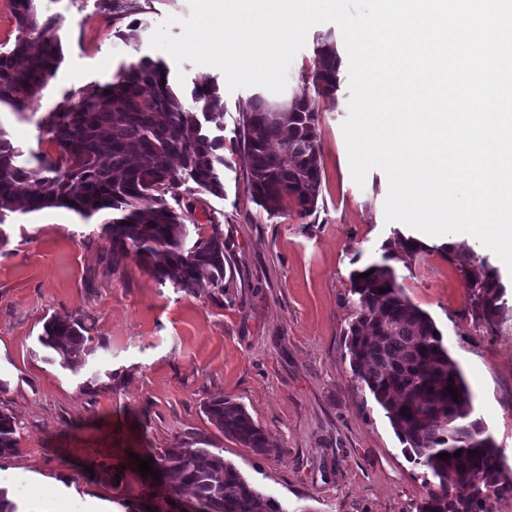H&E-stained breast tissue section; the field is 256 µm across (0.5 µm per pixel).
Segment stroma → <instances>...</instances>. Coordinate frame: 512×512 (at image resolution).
I'll return each mask as SVG.
<instances>
[{
	"mask_svg": "<svg viewBox=\"0 0 512 512\" xmlns=\"http://www.w3.org/2000/svg\"><path fill=\"white\" fill-rule=\"evenodd\" d=\"M63 17L64 61L26 112L0 113V126L26 151L55 154L39 128L65 94L112 80L142 57L165 58L150 37L169 16L191 14L189 0H42ZM137 40H124L131 23ZM332 23L313 26L295 56L285 102L302 89ZM335 98L319 103L324 167L319 209L300 218L268 215L248 190V171L231 128L255 88L224 94V195L198 194L191 223L208 235L222 224L232 274L223 290L194 293L158 282L136 260L113 264L98 224L65 208L15 213L0 244V406L17 417L18 452L0 461L9 498L32 479L54 480L69 512H192L190 495L140 475L136 456L187 443L232 462L264 495L290 512H416L430 486L403 455L383 411L352 375L344 332L350 274L379 261L393 240L386 222V175L356 184L342 125L349 116V71ZM418 237L427 253L396 265L409 299L427 311L473 394L512 475V328L492 333L471 315L460 272L467 248L500 272L512 301V271L465 233ZM461 247L448 258L442 246ZM53 315L84 318L91 339L83 367L60 365L38 337ZM224 394L265 430L258 455L224 437L203 412Z\"/></svg>",
	"mask_w": 512,
	"mask_h": 512,
	"instance_id": "stroma-1",
	"label": "stroma"
}]
</instances>
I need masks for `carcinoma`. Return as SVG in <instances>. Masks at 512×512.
Here are the masks:
<instances>
[{
	"label": "carcinoma",
	"mask_w": 512,
	"mask_h": 512,
	"mask_svg": "<svg viewBox=\"0 0 512 512\" xmlns=\"http://www.w3.org/2000/svg\"><path fill=\"white\" fill-rule=\"evenodd\" d=\"M40 2L11 0L16 35L0 46V113L6 107L26 111L64 61L57 34L61 17ZM339 72L337 50L325 43L302 75L313 93L304 90L284 107L256 96L249 110L238 113L233 133L247 159L248 189L270 215L293 209L307 219L318 209L323 165L316 97L335 95ZM191 99L192 108L172 85L167 64L147 57L123 67L110 82L65 96L40 124L57 158L30 152L46 173L36 191L25 151L0 126V242L19 204L27 212L66 207L103 224L112 265L132 257L160 284L169 281L193 293L207 281L224 293V228L214 223L208 236L190 241L188 216L168 199L181 187L189 194L224 196V86L200 74ZM426 251L412 237L401 252L387 242L381 261L352 271L345 332L351 368L384 411L404 455L436 487L418 512H493L494 502L512 498V476L502 467L494 438L472 418V393L434 319L410 301L397 279L395 262ZM461 273L475 319L491 331L505 325L499 270L473 253ZM87 332L80 318L52 316L39 343L61 366L76 369L85 363ZM450 385L456 400L447 392ZM203 412L224 437L257 454L269 452L264 430L243 405L217 394L203 403ZM18 429L12 411L1 408L0 461L18 452ZM459 449L461 456H453ZM439 453L452 457L444 461ZM151 457L158 480L174 476L191 490L197 512H289L208 448L179 445Z\"/></svg>",
	"instance_id": "obj_1"
}]
</instances>
